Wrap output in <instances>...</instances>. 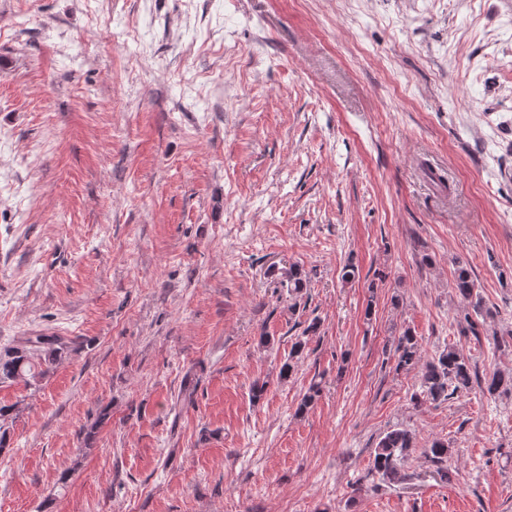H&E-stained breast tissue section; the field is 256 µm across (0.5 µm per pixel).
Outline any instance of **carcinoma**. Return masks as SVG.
Here are the masks:
<instances>
[{
    "instance_id": "cac0c4a2",
    "label": "carcinoma",
    "mask_w": 512,
    "mask_h": 512,
    "mask_svg": "<svg viewBox=\"0 0 512 512\" xmlns=\"http://www.w3.org/2000/svg\"><path fill=\"white\" fill-rule=\"evenodd\" d=\"M454 290L464 309L463 317L457 321L460 334L480 339L486 320L493 318V311L485 305L478 287L472 278L468 261L457 256L453 259ZM288 294L298 295L307 287V275L300 266L293 264L284 273ZM320 322L312 320L302 331L301 337L293 343L280 374L287 377L294 371L301 359L307 341L304 337L314 335ZM69 348L68 343L58 336L37 334L27 336L19 346L0 352V383L13 381L26 375L34 378L45 374V370L35 371L34 358L47 366L55 364ZM396 370H418V384L410 396L411 402L419 406L425 402H445L457 393L470 388L472 379L478 376L468 356L462 349L450 344L430 360H422L417 336L406 328L394 342ZM484 391L491 397L512 393V371H494L485 378ZM415 448V436L407 428L396 427L387 431L378 441L373 451L372 462L367 476L378 478L385 483L397 482L405 477L402 466ZM423 457L437 474L448 478V459L451 456L448 441L435 439L423 449Z\"/></svg>"
}]
</instances>
